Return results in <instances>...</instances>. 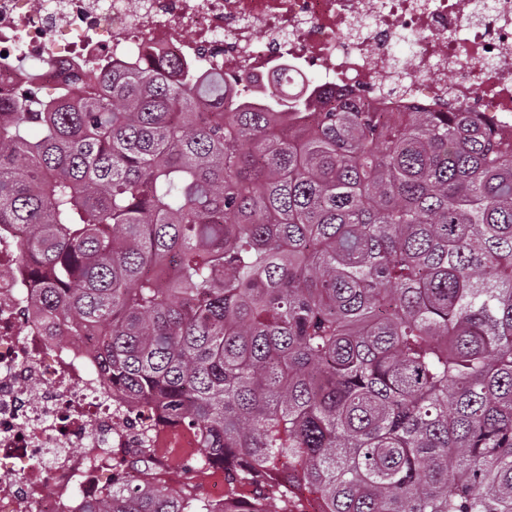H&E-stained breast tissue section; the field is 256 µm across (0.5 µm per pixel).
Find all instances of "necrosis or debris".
<instances>
[{
  "label": "necrosis or debris",
  "instance_id": "obj_1",
  "mask_svg": "<svg viewBox=\"0 0 512 512\" xmlns=\"http://www.w3.org/2000/svg\"><path fill=\"white\" fill-rule=\"evenodd\" d=\"M404 33L416 37L406 69L392 52ZM91 58H177L251 92L284 60L296 79L317 71L322 106L481 112L512 133V0H0V98L56 87ZM37 300L0 264V471L14 474L0 512H84L113 471L142 480L132 454L169 438L102 384L93 337L60 345Z\"/></svg>",
  "mask_w": 512,
  "mask_h": 512
}]
</instances>
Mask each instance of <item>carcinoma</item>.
<instances>
[{"instance_id":"obj_1","label":"carcinoma","mask_w":512,"mask_h":512,"mask_svg":"<svg viewBox=\"0 0 512 512\" xmlns=\"http://www.w3.org/2000/svg\"><path fill=\"white\" fill-rule=\"evenodd\" d=\"M172 61L0 99V234L103 385L318 512H512V146ZM86 512H213L112 479Z\"/></svg>"}]
</instances>
